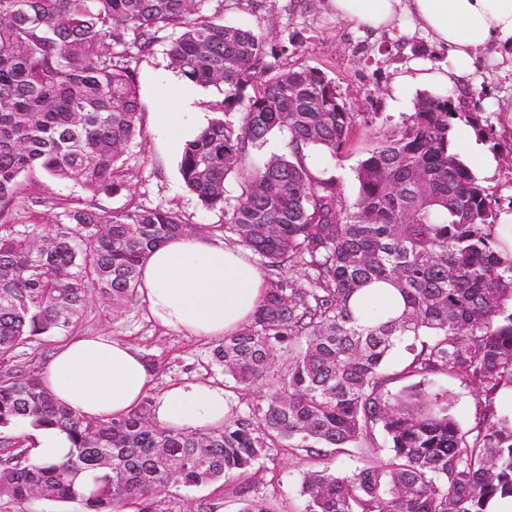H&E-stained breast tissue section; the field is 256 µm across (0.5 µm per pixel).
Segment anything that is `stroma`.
<instances>
[{
	"label": "stroma",
	"mask_w": 512,
	"mask_h": 512,
	"mask_svg": "<svg viewBox=\"0 0 512 512\" xmlns=\"http://www.w3.org/2000/svg\"><path fill=\"white\" fill-rule=\"evenodd\" d=\"M208 14L216 21L264 33L275 45L288 48V60L323 70L336 84L343 99L358 114L350 138L342 152L324 158L325 169L341 178L346 197L356 193L355 169L366 152L408 118L415 99L396 88L395 76L404 68L417 64L432 66L443 62L445 55L429 38L414 32L394 41L351 27L336 19L324 8V0H208ZM174 30L160 32L151 54L136 56L134 67L145 113L182 111L180 93L170 82L172 68L165 54ZM481 86L477 91L461 87L459 102L464 111L487 117L493 128L485 141L498 158V167L485 185L499 209L512 212V133L501 130L500 106L512 100V70L504 68L493 56L481 61ZM166 133L145 126L144 136L133 148L128 160V189L114 197L96 196L84 188L50 178L43 179L40 206L19 208L20 219L27 223L51 224L56 211L52 199L70 196L83 203L118 211L134 202L147 208L178 211L195 230L223 223L224 215L203 208L197 197L188 192L179 173L180 156L166 146ZM78 334H104L133 344L145 357L155 360L152 394H159L169 383L184 376L224 383L222 369L209 366L211 342L199 341L166 330L149 321L142 304L121 312L91 300L84 313ZM452 417L461 428H470L479 416L484 401L476 386L445 380ZM308 459L298 454L281 453L268 463L261 494L276 500L282 512H300L299 495ZM199 502L214 504V512H237L239 503L231 489L217 491L199 487L163 499L162 512H186Z\"/></svg>",
	"instance_id": "stroma-1"
}]
</instances>
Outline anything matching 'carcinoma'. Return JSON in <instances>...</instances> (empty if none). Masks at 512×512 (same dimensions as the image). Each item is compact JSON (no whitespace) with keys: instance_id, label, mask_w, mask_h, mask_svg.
I'll use <instances>...</instances> for the list:
<instances>
[{"instance_id":"cac0c4a2","label":"carcinoma","mask_w":512,"mask_h":512,"mask_svg":"<svg viewBox=\"0 0 512 512\" xmlns=\"http://www.w3.org/2000/svg\"><path fill=\"white\" fill-rule=\"evenodd\" d=\"M206 2L0 0V367L28 342L68 335L94 296L115 311L135 304L143 258L187 232L173 210L108 212L69 197L52 201L55 224L15 217L42 202L38 172L95 195L127 189L126 155L143 136L131 51L148 53L177 29L173 68L224 94L219 116L186 143L180 175L224 213L211 231L268 271L263 304L211 349V363L227 391L259 399L218 429L184 432L153 423L150 395L123 417L91 418L57 404L35 372L1 374L0 505L159 512L163 497L233 480L238 512H278L254 476L288 449L312 461L303 512H488L494 497H512V422L487 403L462 429L438 384H472L486 399L512 385V265L494 249L492 196L452 142L458 121L484 131L481 116L420 95L360 160L349 201L339 177L306 163L314 151L340 154L355 124L336 84L318 68L274 65L288 47L215 22ZM275 131L287 152L261 156ZM375 282L393 284L404 311L362 324L352 300ZM404 379L408 390L389 393ZM20 421L66 432L68 456L35 461ZM355 454L353 470L329 465Z\"/></svg>"}]
</instances>
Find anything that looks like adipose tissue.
<instances>
[{
  "mask_svg": "<svg viewBox=\"0 0 512 512\" xmlns=\"http://www.w3.org/2000/svg\"><path fill=\"white\" fill-rule=\"evenodd\" d=\"M337 19L399 40L422 31L445 51L448 64L412 66L395 84L410 94L439 95L462 78L479 87L476 59L489 51L512 67V0H325ZM266 279L241 246L183 234L153 249L141 266L139 297L161 327L197 339H221L252 320ZM355 301L368 317L398 315L402 302L390 284L375 283ZM49 392L72 411L119 417L138 407L151 387L140 350L108 336H80L50 355L40 373ZM230 411L223 386L194 379L169 384L155 398L152 418L182 431L221 427Z\"/></svg>",
  "mask_w": 512,
  "mask_h": 512,
  "instance_id": "obj_1",
  "label": "adipose tissue"
}]
</instances>
